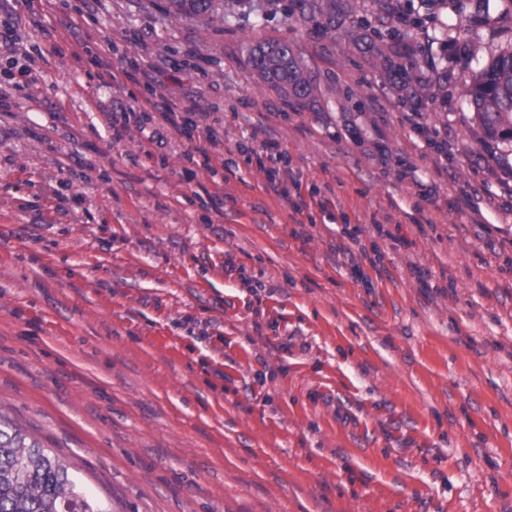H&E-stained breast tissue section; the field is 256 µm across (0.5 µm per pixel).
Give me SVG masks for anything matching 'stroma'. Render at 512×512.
I'll list each match as a JSON object with an SVG mask.
<instances>
[{"label":"stroma","mask_w":512,"mask_h":512,"mask_svg":"<svg viewBox=\"0 0 512 512\" xmlns=\"http://www.w3.org/2000/svg\"><path fill=\"white\" fill-rule=\"evenodd\" d=\"M286 4L203 28L163 0H98L42 54L61 0H0L35 79L15 90L0 47V412L110 512H512V207L457 211L443 180L415 207L397 173L432 177L434 156L381 58ZM400 4L424 20L403 42L431 45L422 122L457 183L501 191L512 142L486 136L462 84L512 41V9L464 0L463 35ZM88 32L110 85L71 55ZM271 38L335 92L287 110L247 63ZM132 55L156 64L153 90L121 76ZM152 92L217 112L218 153L279 140L302 196L330 185L358 239L315 206L296 223L256 165L189 164L174 130L162 163L139 126L112 141L98 101Z\"/></svg>","instance_id":"1"}]
</instances>
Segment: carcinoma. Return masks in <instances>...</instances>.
I'll list each match as a JSON object with an SVG mask.
<instances>
[{
	"label": "carcinoma",
	"instance_id": "1",
	"mask_svg": "<svg viewBox=\"0 0 512 512\" xmlns=\"http://www.w3.org/2000/svg\"><path fill=\"white\" fill-rule=\"evenodd\" d=\"M170 20H189L207 27L214 15L242 0H167ZM289 14L311 23L322 20L325 33L336 35V0H289ZM354 48L381 53L385 34L368 31L366 22L347 29ZM259 82L283 100L302 108L322 93L303 58L286 41H259L247 49ZM390 83L402 107L422 106V63L400 44L384 56ZM488 136L512 141V48L501 51L463 87ZM0 512H109L73 479L68 469L36 439L0 414Z\"/></svg>",
	"mask_w": 512,
	"mask_h": 512
}]
</instances>
